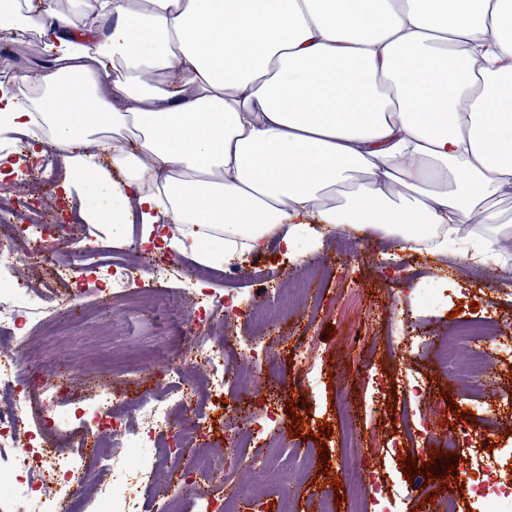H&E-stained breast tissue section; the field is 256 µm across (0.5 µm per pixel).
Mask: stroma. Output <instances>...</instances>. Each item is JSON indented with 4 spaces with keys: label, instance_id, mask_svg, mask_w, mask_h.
<instances>
[{
    "label": "stroma",
    "instance_id": "obj_1",
    "mask_svg": "<svg viewBox=\"0 0 512 512\" xmlns=\"http://www.w3.org/2000/svg\"><path fill=\"white\" fill-rule=\"evenodd\" d=\"M49 36L38 33L28 43L0 32V71L11 74L42 76L56 64L46 50ZM50 197L74 203L80 219L70 240H48L47 246L60 257H67L70 246L87 240L111 244L119 252L139 246L142 226L132 212H125L122 223L112 221L113 200L102 185L62 177ZM351 242L348 272H341L336 252L340 236ZM343 235L327 232L323 227L308 228L295 235L292 249L271 244L263 254L242 253L238 263L247 274L245 282L230 284L223 269H214L203 281L205 293L214 297L260 295L266 307L278 306L280 291L293 287L298 270L316 268L319 282L309 295L301 297L294 312L280 316L269 333L260 334L246 317L233 320L232 326L245 348L239 365L249 367L273 357L278 366L276 377L260 372L248 391L227 384L225 398L234 399L252 422L257 437L250 453L256 461L235 475L242 512H306L309 498L338 496L336 512H349L354 495L363 487L341 485L333 488L338 469L348 447L361 449L358 463L365 472H377L388 482L403 484L402 457L386 455L391 441L403 438V425L396 417L398 392L404 391L408 379L425 384L427 396L410 408L411 424H425L434 439L445 442L455 438V426H470L472 419L487 418L498 400L512 397V373L500 364H492L484 379V396L473 399L460 382L437 372L425 351L415 349V342L429 343L439 338L452 341L458 364H466L474 344L454 340L458 321L496 319L504 338L512 337V286L499 282V267L476 264L458 253H420L404 247L395 237H387L359 224H348ZM155 266L133 279L129 292L155 296L150 312L139 309H99L98 296L84 295L79 304L95 308L94 317L73 320L74 304L62 302L47 316L30 315L28 325L41 326L44 318L58 322L73 321L74 334L48 354L45 365L73 359L84 342L101 336L107 349L128 354L132 370L112 375L114 391L135 396L154 387L157 375L177 381L180 364L178 353L185 351L188 340L177 327L182 313L177 299L185 289L195 264L188 257H174L164 250H154ZM444 288L447 302L421 306L427 289ZM396 319L406 336L405 344L390 350L387 324ZM315 338L316 355L307 377L297 375L293 343L302 331ZM363 337L357 352H350L351 336ZM392 374L394 387H379L381 373ZM463 418H456V411ZM305 418L297 434H290L288 422L293 414ZM328 422L325 436L327 469H320L310 459L307 449L299 445L300 435L318 433L319 422ZM276 443L281 453L294 458L292 467L271 472L265 462L268 443ZM429 498L433 505L423 510L422 501L412 498L395 503L396 512H441L446 496H454L456 512H473L464 499L459 481L448 480L442 466H434L429 478Z\"/></svg>",
    "mask_w": 512,
    "mask_h": 512
}]
</instances>
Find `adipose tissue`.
<instances>
[{
    "instance_id": "obj_1",
    "label": "adipose tissue",
    "mask_w": 512,
    "mask_h": 512,
    "mask_svg": "<svg viewBox=\"0 0 512 512\" xmlns=\"http://www.w3.org/2000/svg\"><path fill=\"white\" fill-rule=\"evenodd\" d=\"M46 28L58 67L0 83V137L50 136L172 253L218 266L317 222L496 260L512 0H0V31Z\"/></svg>"
}]
</instances>
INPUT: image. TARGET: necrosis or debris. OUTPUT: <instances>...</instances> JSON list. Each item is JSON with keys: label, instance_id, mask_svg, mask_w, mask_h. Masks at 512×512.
I'll return each mask as SVG.
<instances>
[{"label": "necrosis or debris", "instance_id": "4bbe7bcc", "mask_svg": "<svg viewBox=\"0 0 512 512\" xmlns=\"http://www.w3.org/2000/svg\"><path fill=\"white\" fill-rule=\"evenodd\" d=\"M26 169L37 171L39 177L23 185L15 205L0 204V213L11 216L14 234L0 241V256L30 261L39 267L55 269L58 281L74 284L76 294H84L88 271H95L98 281L109 285L112 292L127 287L135 270H146V263L136 265L114 257L109 246L89 242L70 253L67 261L47 250V238L63 236L67 224H49L41 219L42 204L48 188L55 185L59 170L55 161L30 153L22 157ZM40 313L47 307L46 298L26 281L9 285L0 279V345L24 344L18 322L19 308ZM236 315L230 301L213 298L205 302L201 315L187 321L184 335L191 344L181 354V364L203 377L200 386L177 381L148 389L132 399L101 389L90 393L76 415V427L53 421L49 401L51 391L45 390V374L33 353L24 357L0 358V483H8L14 497L35 498L40 512H60L63 502L83 500L86 493L83 461L89 440L105 436V451L97 456L98 479L95 502L102 512H139L137 504L128 501L119 489L128 478H137L141 485L154 484L156 464L172 459L174 447L192 448L205 433L206 416L201 404L211 397H222L226 380L237 377L233 356L238 348L232 330H225L222 340L211 339L216 322L231 321ZM458 335L477 343L478 348L460 380L469 394L482 395L480 378L491 361L512 366V347L505 355L482 350L486 340L496 339L499 332L493 320L478 325H460ZM140 417L139 427H132L131 417ZM55 429L53 447H43L40 437L31 430V423ZM153 449L145 458L141 449ZM448 450L458 458L463 489L474 512H512V448L490 452L475 447L471 428H461ZM189 473L210 482L215 497L209 498V512H229L234 494L224 493L233 481V467L224 457L209 453L196 454Z\"/></svg>", "mask_w": 512, "mask_h": 512}]
</instances>
